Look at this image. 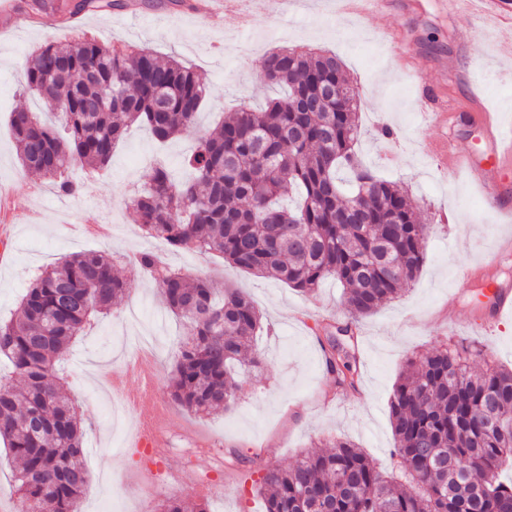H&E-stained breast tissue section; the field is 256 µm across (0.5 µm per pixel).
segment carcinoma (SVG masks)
Returning <instances> with one entry per match:
<instances>
[{"label": "carcinoma", "mask_w": 512, "mask_h": 512, "mask_svg": "<svg viewBox=\"0 0 512 512\" xmlns=\"http://www.w3.org/2000/svg\"><path fill=\"white\" fill-rule=\"evenodd\" d=\"M116 7V0L59 5L71 15ZM22 79L60 117L66 136L24 108L11 113L9 135L22 168L65 196L80 191L67 170L108 169L134 124L160 142L196 135L185 159L194 178L179 181L159 164L130 202L135 223L174 249L217 252L306 294L333 279L344 289L348 329L396 298L422 267L430 227L406 190L359 158L358 91L334 54L271 52L264 80L284 94L259 109L242 105L202 134L197 114L206 89L198 74L146 49L49 41L29 54ZM294 193L295 207L277 203ZM114 264L101 251L64 257L35 275L17 313L0 318V359L9 363L0 375V443L15 463L11 489L22 512H79L89 483L84 425L59 365L73 340L125 295ZM130 264L155 282L186 329L174 400L197 416L230 408L264 366L252 350L262 328L257 307L150 252ZM482 355L478 342L451 341L408 358L390 400L391 471L336 440L289 467H264L256 492L266 512H512V478L501 477L512 463V436L487 414L512 422V369L472 372L469 361ZM326 364L337 387L358 388L348 350L330 346Z\"/></svg>", "instance_id": "1"}]
</instances>
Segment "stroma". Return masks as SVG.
Wrapping results in <instances>:
<instances>
[{"label": "stroma", "mask_w": 512, "mask_h": 512, "mask_svg": "<svg viewBox=\"0 0 512 512\" xmlns=\"http://www.w3.org/2000/svg\"><path fill=\"white\" fill-rule=\"evenodd\" d=\"M57 2L15 0L18 16L43 15L40 26L18 29L0 17V189L18 200L4 218L11 257L0 261V315L15 310L38 269L63 256L150 251L207 277L216 291L239 289L272 327L254 340L265 366L243 385L233 409L199 417L171 404L169 435L176 449L163 464L154 494L143 497L140 488L149 474L127 446L154 410H123V398L112 397L98 375L122 371L128 392L136 393L140 380L129 363L137 342L148 340L159 384L168 388L183 329L151 279L119 265L125 295L65 357L67 370L78 374L71 396L85 424L83 461L90 481L81 512H158L170 497L189 506L206 502L210 512H264L253 485L265 465H290L334 439L355 443L380 469L389 470L394 446L389 398L408 353L424 354L449 339L478 341L486 360L512 365V317L487 335L471 325L481 313L474 296L484 277L512 283L506 226L464 174L441 168L428 153L447 133L459 149L483 152L468 119L476 76L488 78L482 99L496 124L512 121V70L500 64L503 42L493 19L479 15L478 0H383L380 10L358 17L342 15L338 0H239L252 15L244 30L228 18L212 22L185 7L169 9L167 0H123L124 9L84 17L91 37L146 48L191 66L207 88L199 115L206 130L241 103L256 107L277 96V88L263 80L271 48H322L342 59L359 91L361 160L401 183L419 201L421 220L430 227L416 279L353 330L349 348L360 376L355 391L334 387L323 352L330 326L345 320L339 284L326 281L310 299L277 279L231 268L221 257L170 250L132 220L130 200L146 174L158 163L180 170L191 139L162 144L146 128L132 127L109 172L71 168V179L82 185L79 194L63 197L47 188L30 194L38 176L22 170L8 123L14 109L45 110L36 95L24 91L21 79L32 49L50 39L70 41ZM132 12L141 17L138 25L130 23ZM426 107L448 113L447 125L428 122L422 114ZM382 125L395 132L396 149L378 138ZM464 268L474 270V277L462 279ZM194 444L221 449L223 455L188 461L183 450Z\"/></svg>", "instance_id": "stroma-1"}]
</instances>
